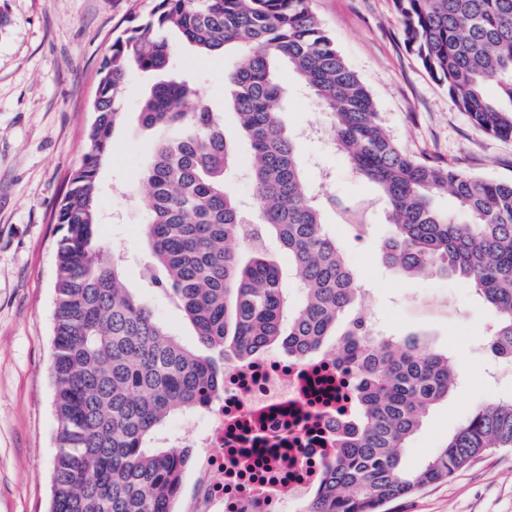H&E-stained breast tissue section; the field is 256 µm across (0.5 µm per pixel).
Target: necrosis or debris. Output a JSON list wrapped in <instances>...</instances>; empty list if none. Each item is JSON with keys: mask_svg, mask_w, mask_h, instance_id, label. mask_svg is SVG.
<instances>
[{"mask_svg": "<svg viewBox=\"0 0 512 512\" xmlns=\"http://www.w3.org/2000/svg\"><path fill=\"white\" fill-rule=\"evenodd\" d=\"M335 358L262 354L224 362V392L175 434L193 449L181 512H291L319 486L320 460L355 417Z\"/></svg>", "mask_w": 512, "mask_h": 512, "instance_id": "1", "label": "necrosis or debris"}]
</instances>
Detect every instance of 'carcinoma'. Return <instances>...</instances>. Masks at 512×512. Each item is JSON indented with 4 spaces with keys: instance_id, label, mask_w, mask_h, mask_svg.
Returning <instances> with one entry per match:
<instances>
[{
    "instance_id": "obj_1",
    "label": "carcinoma",
    "mask_w": 512,
    "mask_h": 512,
    "mask_svg": "<svg viewBox=\"0 0 512 512\" xmlns=\"http://www.w3.org/2000/svg\"><path fill=\"white\" fill-rule=\"evenodd\" d=\"M404 43L454 106L483 133L512 140V0H393ZM208 58L238 52L224 73L237 134L253 150L254 206L229 186L234 137L174 69L169 35ZM286 65L329 119L323 128L352 171L380 191L391 233L383 258L409 276L453 275L498 313L488 351L512 360V180L470 176L422 161L384 130L366 85L350 69L310 0H158L115 39L99 70L94 120L57 214L51 375L57 420L49 512H177L189 451L160 445L175 416L224 392V356L282 347L321 349L354 375L356 427L338 439L303 512H385L448 480L489 448H512V398L477 409L418 470L401 455L422 418L448 399L455 367L415 338L372 333L356 310L361 288L323 221L356 207L305 182L299 137L281 120ZM166 74L143 97L141 124L164 136L143 181L150 287L183 312L203 349L181 345L124 284L120 257L99 245L98 175L131 70ZM495 87V97L485 87ZM451 197L459 222L439 205ZM275 239L302 290L266 250Z\"/></svg>"
}]
</instances>
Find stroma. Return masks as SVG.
Segmentation results:
<instances>
[{
  "mask_svg": "<svg viewBox=\"0 0 512 512\" xmlns=\"http://www.w3.org/2000/svg\"><path fill=\"white\" fill-rule=\"evenodd\" d=\"M157 0H0V512H48L56 420L50 378L55 250L61 235L53 216L71 175L81 166L93 121L98 70L113 41L148 16ZM312 10L349 66L368 87L383 126L406 152L492 180L512 179V141L488 136L451 103L404 43L392 0H311ZM180 73L224 114V73L230 52L198 59L172 43ZM152 72L128 77L124 118L99 176L101 243L125 255L127 288L153 309L168 332L189 348L199 340L182 312L143 272L152 257L144 242L147 210L143 168L158 138L138 115ZM288 90L282 117L289 130L321 127L326 115L294 74L281 70ZM306 180L327 193L371 209L362 230L326 211L329 231L362 289L361 311L396 338L416 337L454 362L459 384L434 406L404 452L420 468L483 404L512 396V374L488 382L485 328L497 318L468 283L454 277L403 276L386 265L381 245L390 226L377 190L355 177L328 137L298 142ZM388 512H512V448L492 450L447 481L397 499Z\"/></svg>",
  "mask_w": 512,
  "mask_h": 512,
  "instance_id": "obj_1",
  "label": "stroma"
}]
</instances>
